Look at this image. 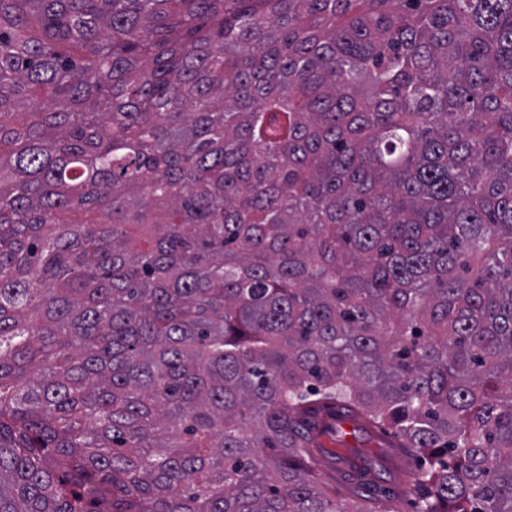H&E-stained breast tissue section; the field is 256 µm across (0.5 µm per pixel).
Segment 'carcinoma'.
<instances>
[{"label": "carcinoma", "mask_w": 512, "mask_h": 512, "mask_svg": "<svg viewBox=\"0 0 512 512\" xmlns=\"http://www.w3.org/2000/svg\"><path fill=\"white\" fill-rule=\"evenodd\" d=\"M338 408L512 512V0H0V512H401Z\"/></svg>", "instance_id": "obj_1"}]
</instances>
